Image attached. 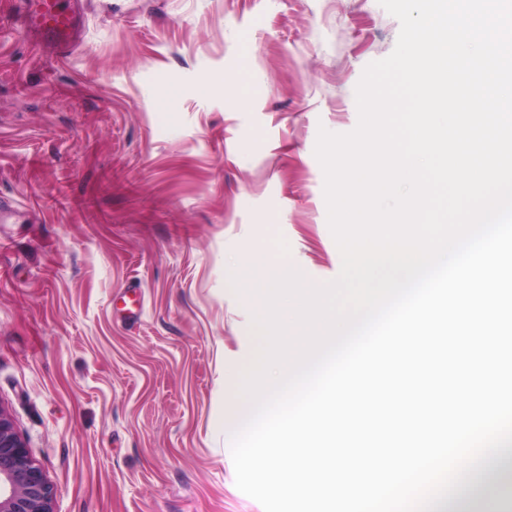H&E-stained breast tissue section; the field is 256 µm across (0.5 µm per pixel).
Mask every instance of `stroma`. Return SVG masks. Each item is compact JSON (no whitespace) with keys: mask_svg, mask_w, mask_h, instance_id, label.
<instances>
[{"mask_svg":"<svg viewBox=\"0 0 512 512\" xmlns=\"http://www.w3.org/2000/svg\"><path fill=\"white\" fill-rule=\"evenodd\" d=\"M16 13L0 0V406L54 512H263L224 428L253 323L231 277L274 239L307 284L338 276L318 130L356 127L400 23L379 0H81L49 68Z\"/></svg>","mask_w":512,"mask_h":512,"instance_id":"35a3bbf8","label":"stroma"}]
</instances>
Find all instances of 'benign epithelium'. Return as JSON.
<instances>
[{"label": "benign epithelium", "mask_w": 512, "mask_h": 512, "mask_svg": "<svg viewBox=\"0 0 512 512\" xmlns=\"http://www.w3.org/2000/svg\"><path fill=\"white\" fill-rule=\"evenodd\" d=\"M53 488L0 407V512H53Z\"/></svg>", "instance_id": "obj_1"}]
</instances>
